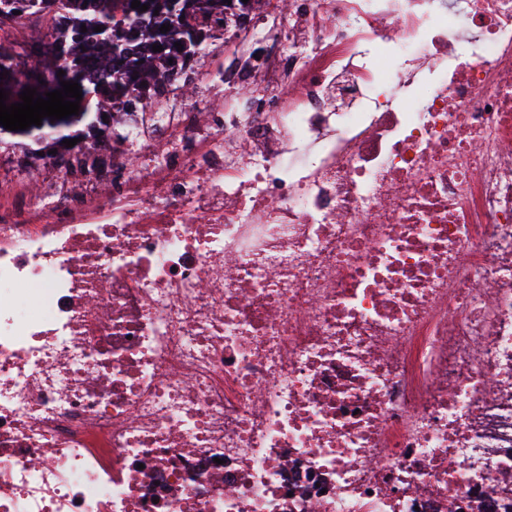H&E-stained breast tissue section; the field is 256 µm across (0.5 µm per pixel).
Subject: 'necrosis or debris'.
<instances>
[{"label":"necrosis or debris","mask_w":512,"mask_h":512,"mask_svg":"<svg viewBox=\"0 0 512 512\" xmlns=\"http://www.w3.org/2000/svg\"><path fill=\"white\" fill-rule=\"evenodd\" d=\"M274 70L0 189V512H512V0H296Z\"/></svg>","instance_id":"1"}]
</instances>
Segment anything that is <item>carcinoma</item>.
Segmentation results:
<instances>
[{
	"label": "carcinoma",
	"instance_id": "obj_1",
	"mask_svg": "<svg viewBox=\"0 0 512 512\" xmlns=\"http://www.w3.org/2000/svg\"><path fill=\"white\" fill-rule=\"evenodd\" d=\"M133 0H0V84L14 81L34 87L41 98L61 88L60 81H74L81 86V112L104 111L118 104L134 112L142 105L137 91L151 74L157 58L180 66L184 90L193 81L188 78L187 60L198 54V31L183 21L186 10L196 8L215 22H224L227 0H140L145 11L131 8ZM19 14H13V11ZM24 15L39 19L52 16L53 41L11 38L17 20ZM163 25L170 31L160 32ZM101 31H94L95 27ZM138 29L137 42L127 51L123 47L127 30ZM182 44L177 50L175 43ZM163 47L153 51V45ZM63 76H58L59 72ZM99 156L80 153L69 160L65 175L79 178L95 167Z\"/></svg>",
	"mask_w": 512,
	"mask_h": 512
}]
</instances>
